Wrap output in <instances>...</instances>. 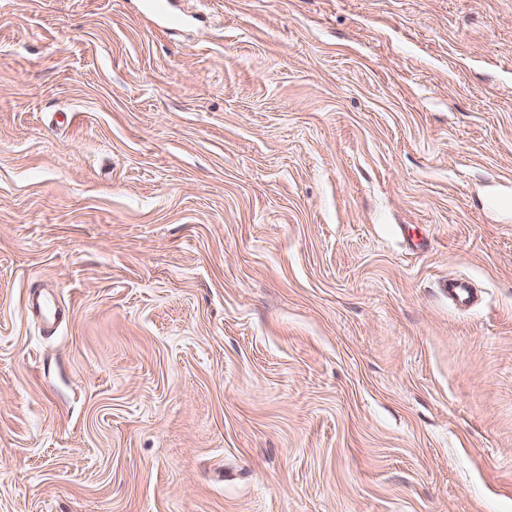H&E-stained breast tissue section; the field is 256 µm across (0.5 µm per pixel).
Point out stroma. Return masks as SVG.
Wrapping results in <instances>:
<instances>
[{
	"mask_svg": "<svg viewBox=\"0 0 512 512\" xmlns=\"http://www.w3.org/2000/svg\"><path fill=\"white\" fill-rule=\"evenodd\" d=\"M171 3L0 0V512H512V0Z\"/></svg>",
	"mask_w": 512,
	"mask_h": 512,
	"instance_id": "stroma-1",
	"label": "stroma"
}]
</instances>
